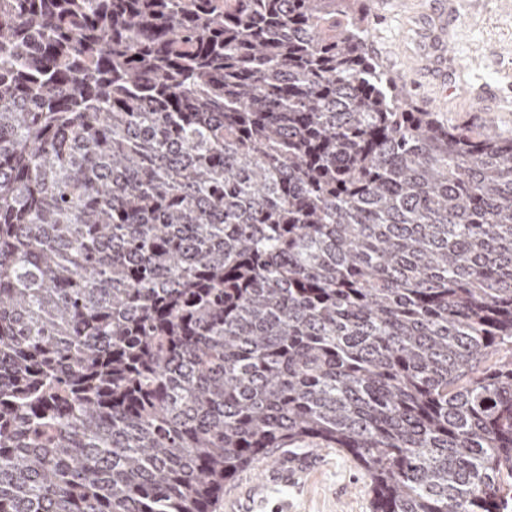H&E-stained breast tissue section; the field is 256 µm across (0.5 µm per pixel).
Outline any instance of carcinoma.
Segmentation results:
<instances>
[{
  "instance_id": "cac0c4a2",
  "label": "carcinoma",
  "mask_w": 512,
  "mask_h": 512,
  "mask_svg": "<svg viewBox=\"0 0 512 512\" xmlns=\"http://www.w3.org/2000/svg\"><path fill=\"white\" fill-rule=\"evenodd\" d=\"M358 2L0 0V512H217L279 448L508 512L512 137Z\"/></svg>"
}]
</instances>
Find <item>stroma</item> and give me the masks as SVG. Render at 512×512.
<instances>
[{
	"label": "stroma",
	"mask_w": 512,
	"mask_h": 512,
	"mask_svg": "<svg viewBox=\"0 0 512 512\" xmlns=\"http://www.w3.org/2000/svg\"><path fill=\"white\" fill-rule=\"evenodd\" d=\"M453 2L442 74L416 70L414 55L444 0H363L369 53L381 70L403 75L425 112L438 110L448 78L471 73L475 98L455 101L443 119L477 135H512V0ZM317 454L302 483L272 489L255 512H372L370 480L357 462L335 448Z\"/></svg>",
	"instance_id": "obj_1"
}]
</instances>
